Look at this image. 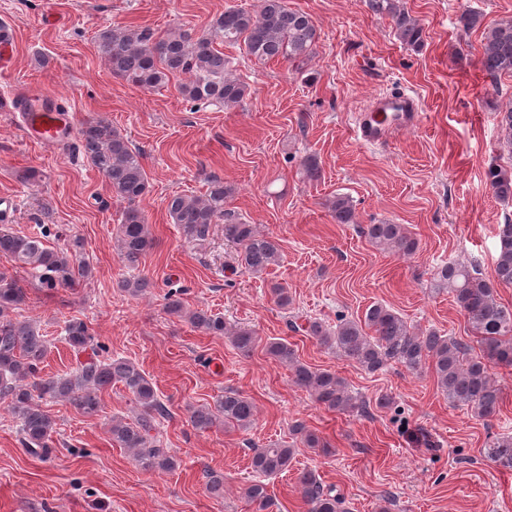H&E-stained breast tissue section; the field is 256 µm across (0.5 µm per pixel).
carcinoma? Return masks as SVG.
Instances as JSON below:
<instances>
[{
    "instance_id": "obj_1",
    "label": "carcinoma",
    "mask_w": 512,
    "mask_h": 512,
    "mask_svg": "<svg viewBox=\"0 0 512 512\" xmlns=\"http://www.w3.org/2000/svg\"><path fill=\"white\" fill-rule=\"evenodd\" d=\"M375 15L391 18L397 38L405 45L419 47L423 27L419 20L400 7L398 0H366ZM98 52L113 75L142 89L167 84L170 77L185 74L189 79L178 86L180 94L193 102H214L226 107L242 103L249 86L234 73L232 61L217 45L238 48L247 58L260 63L286 60L302 68L315 53L317 28L311 17L288 8L286 0H257L255 9L228 8L216 17L208 30L197 34L188 29H171L157 37L149 29L101 28L96 36ZM481 64L492 78L512 74V19L503 21L485 34ZM499 143L512 157V100L498 113ZM79 138L90 164L104 176L112 193L128 203L116 233L120 258L135 267L156 246L150 225L138 206L148 193L149 181L142 153L106 118L85 123ZM486 181L495 198L512 201V167L496 165L486 171ZM233 189L224 181H210L201 196L173 193L166 199L172 223L189 240L204 241L211 225L224 224V242L237 248V260L248 272L264 274L280 262V246L270 236L249 224L241 214L227 207ZM328 210L337 224L356 223L353 201L338 193L328 200ZM53 224H44L37 235H20L0 225V256L27 270L37 287L45 291L73 285L92 276V268L81 257L82 245L74 238L65 249L49 245ZM362 234L378 251L409 256L418 247L405 224H367ZM498 251L492 270L446 263L434 273L435 286L446 290L469 325L480 353L461 340L436 330L420 332L385 303L369 306L363 317H341L333 327L308 321L306 332L320 344L336 350L369 373L391 364L409 371L431 368L438 390L455 407H464L477 419L493 417L501 402V388L493 377L495 367H512V310L497 300V287L512 286V218L497 225ZM153 283L144 277L125 279L121 291L131 297L150 292ZM27 299L26 290L16 278L0 272V401L7 404L19 423L21 444L32 455L50 453L55 422L41 402L47 399L71 404L85 416L101 410L102 394L114 384L122 385L137 406L134 415L112 418V443L132 454L140 468L148 473L169 472L176 460L160 447L152 435L157 419L166 407L153 382L134 362L100 355L94 334L81 319H71L64 327V341L74 355L91 351L85 361L64 375L41 374L48 352V339L29 321L13 317ZM166 310L188 318L192 327L212 336H227L238 352L248 357L260 343L250 328L230 327L224 318L204 310H185L178 291L168 293ZM272 359L287 366L294 383L315 401L333 412L364 413L366 402L349 391L346 382L329 370H314L301 363L296 350L284 338H272L264 346ZM257 408L252 400L226 392L212 406H200L191 412L194 428L205 431L224 418L225 425L248 428L255 421ZM294 434L305 448L317 450L326 445L317 433L298 424ZM297 449L286 444L252 449L251 468L256 480L244 489L245 497L256 512H265L272 496L264 478L285 473L292 465ZM485 457L495 465L512 470V434H499L489 441ZM205 488L214 496L224 494V477L216 471L205 473ZM306 512H348L344 499L331 486H325L311 471L297 478Z\"/></svg>"
}]
</instances>
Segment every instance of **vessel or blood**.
Segmentation results:
<instances>
[{"label": "vessel or blood", "mask_w": 512, "mask_h": 512, "mask_svg": "<svg viewBox=\"0 0 512 512\" xmlns=\"http://www.w3.org/2000/svg\"><path fill=\"white\" fill-rule=\"evenodd\" d=\"M23 115L22 133L33 143L65 152L76 142V120L62 98L50 91L27 89L15 99ZM424 120L418 99L406 92L374 98L357 114L355 132L360 144L380 147L397 133L419 126Z\"/></svg>", "instance_id": "vessel-or-blood-1"}]
</instances>
